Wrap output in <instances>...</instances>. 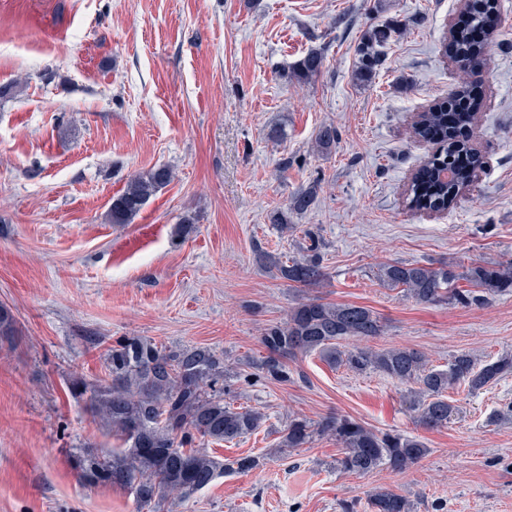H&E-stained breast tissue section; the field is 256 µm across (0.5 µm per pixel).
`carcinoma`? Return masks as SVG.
<instances>
[{
  "instance_id": "1",
  "label": "carcinoma",
  "mask_w": 512,
  "mask_h": 512,
  "mask_svg": "<svg viewBox=\"0 0 512 512\" xmlns=\"http://www.w3.org/2000/svg\"><path fill=\"white\" fill-rule=\"evenodd\" d=\"M469 25L454 31L450 51L476 68L483 62L493 42L488 34L475 40L472 32L484 29L499 12L498 0H466ZM396 35L390 25L366 31L358 45L359 64L354 79L360 84L372 80L384 48ZM324 57L310 51L295 65L293 76L306 81L320 72ZM475 113L452 112L444 105L418 116L413 134L432 141L437 149L425 162L422 173L408 189V205L416 210L448 209L460 191L469 185L482 167V157L470 145L469 135ZM318 153L336 148V128L324 126L314 139ZM448 171L450 180H440ZM173 180V170L157 166L129 178L121 193L112 198L109 220L129 224L162 189ZM317 187L294 192L286 209L277 211L272 222L288 228V213H303L314 202ZM311 255L282 260L260 251V261L275 268L280 278L294 287L314 285L326 276L315 237ZM456 264L387 263L379 277L393 287H401L424 304L484 307L503 292H512V261L494 265H472L458 274ZM460 279L470 288L456 287ZM384 325L371 309L349 303L304 299L288 309L286 318L264 329L261 336L266 355L246 367L251 375L276 383L290 380L288 360L298 354L317 352L327 361L351 371H378L411 386L410 403L418 412V422L426 429H440L457 414L446 393L458 384L479 391L512 373V356L501 357L482 366L465 352L453 355L442 369L428 365L425 356L404 347L372 349L347 347L352 338H375ZM110 379L96 384L73 383L74 392L87 396L94 417L105 426L122 450L102 448L77 460L80 480L87 485L121 486L134 489L139 508L158 512L173 494L189 497L210 486L220 475L246 472L260 463L255 456L221 460L205 445L231 441L258 430L266 415L258 408L235 407L224 399L229 366L207 346L171 350L139 336H126L112 342L106 351ZM316 436H330L341 448L336 468L346 474L363 475L380 467L393 471L407 469L429 452L418 438L398 433L374 431L362 423L339 415H328L314 422L295 416L288 422L285 448H303ZM371 512H410L409 500L392 490H382L370 498Z\"/></svg>"
}]
</instances>
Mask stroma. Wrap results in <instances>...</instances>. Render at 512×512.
<instances>
[{"mask_svg":"<svg viewBox=\"0 0 512 512\" xmlns=\"http://www.w3.org/2000/svg\"><path fill=\"white\" fill-rule=\"evenodd\" d=\"M464 0H0V512H138L130 489L88 486L76 461L113 439L72 384L107 379L106 346L140 336L170 349L208 346L227 365L264 356V329L304 298L365 306L385 326L369 347H408L441 368L512 355V292L484 307L427 305L378 278L391 262L512 260V0L484 63L467 73L445 53ZM399 33L370 83L353 78L372 26ZM321 50V72L294 78ZM478 90L470 133L484 166L445 211L405 203L434 150L412 138L419 113L462 81ZM336 149H314L319 128ZM172 182L130 224L108 219L135 173ZM315 206L271 217L298 188ZM192 219L191 231L176 234ZM320 242L327 278L295 288L256 259ZM285 384L231 380L227 399L256 407L260 429L213 445L230 473L160 512H340L391 489L412 512H512V374L448 392V427L417 426L406 385L312 352ZM353 418L418 437L428 455L403 471L339 473L335 440L281 442L294 415Z\"/></svg>","mask_w":512,"mask_h":512,"instance_id":"obj_1","label":"stroma"}]
</instances>
